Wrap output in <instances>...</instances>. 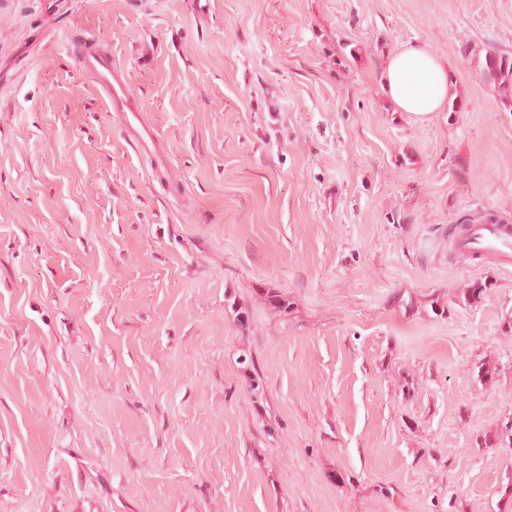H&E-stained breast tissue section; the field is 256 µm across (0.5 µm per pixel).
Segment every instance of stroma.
I'll return each instance as SVG.
<instances>
[{
    "label": "stroma",
    "mask_w": 512,
    "mask_h": 512,
    "mask_svg": "<svg viewBox=\"0 0 512 512\" xmlns=\"http://www.w3.org/2000/svg\"><path fill=\"white\" fill-rule=\"evenodd\" d=\"M413 42L456 111L384 95ZM493 49L512 0H0V512H512V265L451 249L512 222ZM71 41L79 69L92 78L108 112L118 113L125 136L143 154L153 155L158 167L166 168V155L144 118V109L129 85L126 71L112 61V52L81 34L73 35Z\"/></svg>",
    "instance_id": "obj_1"
}]
</instances>
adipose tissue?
I'll list each match as a JSON object with an SVG mask.
<instances>
[{"instance_id":"ef3b65f1","label":"adipose tissue","mask_w":512,"mask_h":512,"mask_svg":"<svg viewBox=\"0 0 512 512\" xmlns=\"http://www.w3.org/2000/svg\"><path fill=\"white\" fill-rule=\"evenodd\" d=\"M388 100L398 111L425 117L448 100V76L425 48L408 45L390 54L382 76Z\"/></svg>"}]
</instances>
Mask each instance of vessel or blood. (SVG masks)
<instances>
[{"mask_svg":"<svg viewBox=\"0 0 512 512\" xmlns=\"http://www.w3.org/2000/svg\"><path fill=\"white\" fill-rule=\"evenodd\" d=\"M74 55L82 73L90 76L108 111L118 113L129 141L145 154L153 155L157 166H166V155L153 128L146 122L139 98L127 73L112 60V53L97 40L73 35ZM459 253L467 257H494L512 265V225L493 220L466 225L455 238Z\"/></svg>","mask_w":512,"mask_h":512,"instance_id":"1","label":"vessel or blood"}]
</instances>
